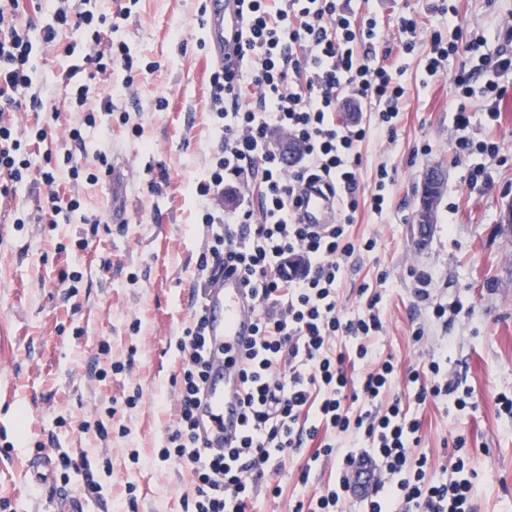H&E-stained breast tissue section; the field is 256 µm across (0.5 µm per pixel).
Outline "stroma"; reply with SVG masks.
<instances>
[{
  "instance_id": "obj_1",
  "label": "stroma",
  "mask_w": 512,
  "mask_h": 512,
  "mask_svg": "<svg viewBox=\"0 0 512 512\" xmlns=\"http://www.w3.org/2000/svg\"><path fill=\"white\" fill-rule=\"evenodd\" d=\"M444 4V35L462 26L465 39L486 38L490 50L512 53L497 40L499 25L512 18V0H352L361 12L375 13L393 35L401 13L420 22L432 20V5ZM203 0H139L130 19L120 21L112 37L126 42L140 63L161 61L160 71L140 77L133 89L123 72L90 76L92 102L111 99L126 110L128 122L100 114L83 129L82 143L65 134L82 113H62L52 124L45 149L79 159L99 181L70 183L61 178V196H78L81 208L45 224L37 205L44 189L34 182L17 185L0 200V501L7 512H53L55 501L79 492L83 472L35 481L27 471L42 445L51 443L72 458L87 455L100 469L99 498L86 512H186L193 494L190 471L160 461L158 451L177 424L176 344L193 311L192 295L201 283L197 263L206 232L201 203L193 187L206 178L219 132L210 110L209 77L215 68L203 42ZM425 50L400 58L404 108L394 137H374L361 146L360 191L370 193L379 167L394 182L382 213L359 210L352 234L374 238L373 252L355 254L338 290V307L356 313L361 284H379V305L386 329L375 341L381 357L399 368L423 364L440 346L448 348V374L472 391L474 409L461 415L427 404L422 412L419 453L432 467L428 479H447L453 442L465 437L467 470L476 474V512H512V418L499 415L495 397L512 392V234L500 211L512 202V73L497 121H490L481 96L455 92L450 76L467 59L449 57L440 73L427 75ZM59 48L38 52L34 83L47 104L62 105V74L78 64ZM168 106L159 111L157 98ZM465 106L473 138L489 137L502 149L499 158L473 155L455 159L458 131L454 115ZM432 153H423V144ZM128 164L123 182L102 174L98 153ZM442 165L446 178L435 223L416 243L411 216L424 172ZM488 171L486 185L469 189L471 166ZM168 179L152 189L160 171ZM121 201L124 223L112 221V204ZM87 240L86 249L76 246ZM424 268L434 279L436 299L447 303V323L434 320L413 294L411 269ZM79 272L78 282L62 276ZM424 328L414 340L416 328ZM109 354H101V344ZM124 364L122 373L108 370ZM107 369L105 379L91 377V365ZM136 405H127L128 396ZM102 421L106 439L82 432L83 422ZM311 447L300 448L269 482L280 496L260 493L252 512H290L310 502L336 476L337 457L320 459L300 482Z\"/></svg>"
}]
</instances>
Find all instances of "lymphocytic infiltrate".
I'll return each instance as SVG.
<instances>
[{
	"mask_svg": "<svg viewBox=\"0 0 512 512\" xmlns=\"http://www.w3.org/2000/svg\"><path fill=\"white\" fill-rule=\"evenodd\" d=\"M242 2L245 27L210 78L220 137L196 193L209 232L199 270H236L255 299V336L242 372L245 431L236 447L220 454L196 442L195 409L208 367L205 317L198 307L179 345L178 427L160 454L190 469L191 512H248L270 471L281 469L290 454L313 441L316 456H328L344 438L352 448L340 456L335 481L316 496L312 510L299 502L293 512H341L353 495L366 502L367 512H475V474L460 455L447 480L426 481L430 462L417 451L420 422L404 403L409 396L413 405L439 402L458 414L471 408V392L448 379L447 352L431 355L425 371L399 370L373 349L384 329L380 292L361 285L362 309L347 316L338 308L350 259L377 244L349 235L359 209L358 146L375 134H395L401 112V72L376 60L385 29L376 15L356 13L348 0ZM23 7L24 0H0V173L9 179L0 193L33 179L46 187L53 213L74 212L80 200L61 199L59 174L75 182L97 181V174L69 153L48 151L34 162L32 148L46 141L47 130L32 127L23 141L10 120L14 112L46 109L33 90V58L69 31L81 44L84 63L101 74L121 69L125 87L135 82L136 61L125 42L104 39L106 14L54 0L52 21L34 41L9 23ZM397 28L400 56L428 46V75L457 52V42L445 41L440 27L424 28L415 15L399 16ZM248 90L257 107L243 106ZM343 101L356 109L372 105L373 123L337 124L333 114ZM273 131L300 146L292 170L283 169L280 153L270 146ZM243 180L257 185L258 209L227 216L213 207L225 186ZM309 189L337 196V223L317 229L296 218L299 195ZM340 339L352 341L349 353L336 351ZM349 358L363 368L360 380L349 375Z\"/></svg>",
	"mask_w": 512,
	"mask_h": 512,
	"instance_id": "obj_1",
	"label": "lymphocytic infiltrate"
}]
</instances>
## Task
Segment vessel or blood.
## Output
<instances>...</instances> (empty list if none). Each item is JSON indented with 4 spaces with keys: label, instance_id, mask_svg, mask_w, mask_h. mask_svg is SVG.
<instances>
[{
    "label": "vessel or blood",
    "instance_id": "b4317fda",
    "mask_svg": "<svg viewBox=\"0 0 512 512\" xmlns=\"http://www.w3.org/2000/svg\"><path fill=\"white\" fill-rule=\"evenodd\" d=\"M238 0H204L203 29L216 61L224 59V43L240 29ZM305 223L320 226L338 220L332 200L316 191L301 196ZM210 336L211 369L198 409L199 431L208 451L235 445L242 432L241 356L253 337L255 304L239 273L214 280L204 297Z\"/></svg>",
    "mask_w": 512,
    "mask_h": 512
}]
</instances>
